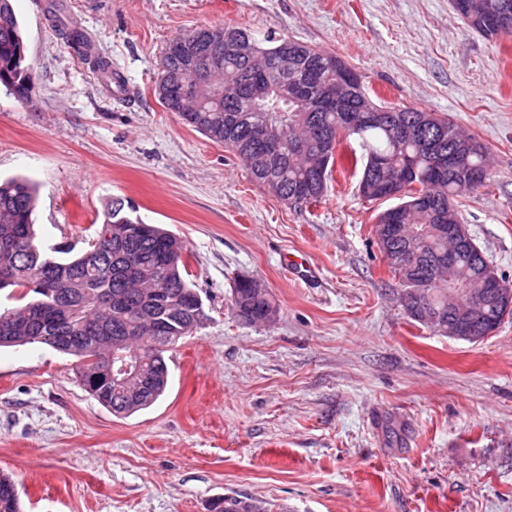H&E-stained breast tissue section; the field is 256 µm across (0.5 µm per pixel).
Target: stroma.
<instances>
[{
	"label": "stroma",
	"mask_w": 512,
	"mask_h": 512,
	"mask_svg": "<svg viewBox=\"0 0 512 512\" xmlns=\"http://www.w3.org/2000/svg\"><path fill=\"white\" fill-rule=\"evenodd\" d=\"M48 0H12L33 81L0 88V178L38 189L44 246L84 249L112 197L177 234L204 304L171 352L165 395L118 416L41 345L0 348V471L22 512H512V318L483 341L413 323L358 180L334 168L296 207L167 111L164 51L202 26L289 36L340 57L374 99L448 117L484 144L490 186L459 213L512 285V35L488 38L452 0H61L125 80L114 93L67 44ZM297 262L301 271L288 270ZM275 299L234 317L237 277ZM209 512H265L255 500L240 497H219L210 503Z\"/></svg>",
	"instance_id": "obj_1"
}]
</instances>
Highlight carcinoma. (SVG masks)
Wrapping results in <instances>:
<instances>
[{"label": "carcinoma", "mask_w": 512, "mask_h": 512, "mask_svg": "<svg viewBox=\"0 0 512 512\" xmlns=\"http://www.w3.org/2000/svg\"><path fill=\"white\" fill-rule=\"evenodd\" d=\"M471 27L487 37L498 30L487 20L512 0H463ZM66 42L93 62L107 85H112V63L95 49L87 33L59 5L47 6ZM233 35H247L261 48L271 50L287 37L269 32L257 38L246 28L225 26ZM166 47L163 61L174 87L164 107L184 124L213 142L221 143L243 164L252 180L288 203L309 207L321 202L336 164L341 144H348L353 174L359 182L380 183L384 176L405 167L411 170L403 196L391 221L377 215L375 231L386 237V261L398 281H420L424 294L408 304V317L446 336L454 318L448 306V289L439 288L441 266L448 261V226L460 223L462 193L491 183L488 149L475 142L463 167L438 171L434 159L456 151V126L447 117L412 108L386 107L389 119L367 122V111L377 107L364 89L362 77L351 86L344 109L332 112H301L285 103L277 92L279 78L269 77L270 91L254 112L245 102L238 111H224V96L209 91L193 103L181 98L190 77L189 44L192 32L177 36ZM299 53L298 74L307 64H323L318 90L336 81L338 69L353 70L341 59L338 69L329 59L303 42L294 41ZM245 64L230 50L224 51L222 70L211 77L215 88L233 85ZM32 80L25 64L22 32L12 0H0V85L19 97L29 92ZM270 122L283 131L280 152L267 157L250 149L252 131ZM385 164L384 170L376 162ZM36 190L23 178L0 181V290H17L19 305L9 308L10 319L0 322V348L42 344L77 358L76 375L85 389L118 415H129L154 404L168 383L167 353L191 335L204 319L203 303L186 279L187 264L182 240L173 232L144 222L134 204L120 197L104 210L103 223L112 226L113 237L95 253L70 256L71 247L44 251L34 229ZM418 253L412 269L393 255L407 250ZM454 263L459 279L478 284L486 273L488 258L477 245L466 247ZM231 309L247 324H263L278 305L263 288L236 280ZM121 351L140 361L137 381L129 386L109 380L99 361ZM0 512H21L12 478L0 473ZM209 512H265L255 500L219 497Z\"/></svg>", "instance_id": "1"}]
</instances>
